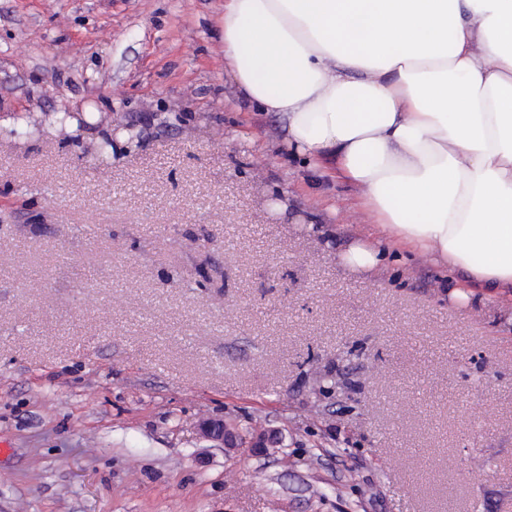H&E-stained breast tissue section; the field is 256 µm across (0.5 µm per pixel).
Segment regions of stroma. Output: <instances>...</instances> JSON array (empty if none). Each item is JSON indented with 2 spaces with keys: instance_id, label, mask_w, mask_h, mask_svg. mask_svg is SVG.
Returning <instances> with one entry per match:
<instances>
[{
  "instance_id": "1",
  "label": "stroma",
  "mask_w": 512,
  "mask_h": 512,
  "mask_svg": "<svg viewBox=\"0 0 512 512\" xmlns=\"http://www.w3.org/2000/svg\"><path fill=\"white\" fill-rule=\"evenodd\" d=\"M282 138L224 0H0V512H512L506 304L344 268L368 219ZM199 430L205 438L219 443L222 448L239 446V433L224 426L222 420L203 419L199 423Z\"/></svg>"
}]
</instances>
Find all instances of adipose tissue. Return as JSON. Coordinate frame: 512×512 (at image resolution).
Returning <instances> with one entry per match:
<instances>
[{
  "instance_id": "adipose-tissue-1",
  "label": "adipose tissue",
  "mask_w": 512,
  "mask_h": 512,
  "mask_svg": "<svg viewBox=\"0 0 512 512\" xmlns=\"http://www.w3.org/2000/svg\"><path fill=\"white\" fill-rule=\"evenodd\" d=\"M224 67L353 186L341 265L405 251L512 300V0H224Z\"/></svg>"
}]
</instances>
